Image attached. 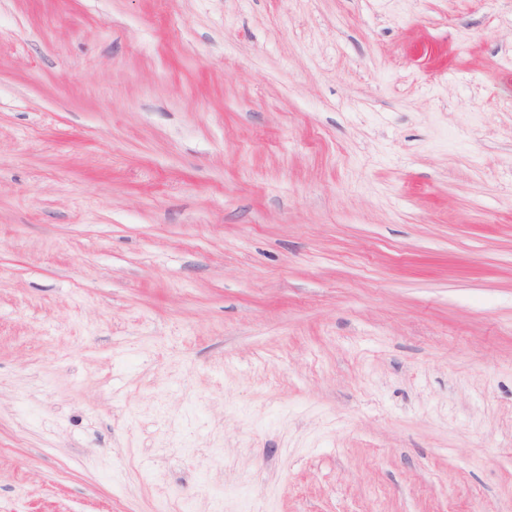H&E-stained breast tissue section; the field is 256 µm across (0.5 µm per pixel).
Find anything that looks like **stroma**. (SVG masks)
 <instances>
[{
    "label": "stroma",
    "instance_id": "35a3bbf8",
    "mask_svg": "<svg viewBox=\"0 0 512 512\" xmlns=\"http://www.w3.org/2000/svg\"><path fill=\"white\" fill-rule=\"evenodd\" d=\"M512 512V0H0V512Z\"/></svg>",
    "mask_w": 512,
    "mask_h": 512
}]
</instances>
